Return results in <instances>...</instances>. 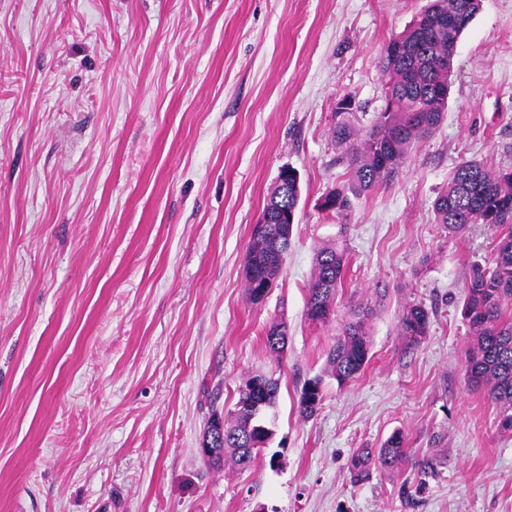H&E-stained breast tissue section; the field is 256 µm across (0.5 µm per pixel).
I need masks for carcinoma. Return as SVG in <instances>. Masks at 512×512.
Segmentation results:
<instances>
[{
    "label": "carcinoma",
    "instance_id": "cac0c4a2",
    "mask_svg": "<svg viewBox=\"0 0 512 512\" xmlns=\"http://www.w3.org/2000/svg\"><path fill=\"white\" fill-rule=\"evenodd\" d=\"M481 9V0H430L414 21L400 34L406 50L392 58L381 59V75L386 78L384 99L391 111L376 114L369 128L359 124L358 107L336 113L331 135L343 149L347 166L346 182L322 196L319 209L341 215L351 201L379 185H386L417 143L431 136L445 118L447 99L428 95L429 86L450 83L448 73L438 67L448 58V50L458 43L464 25L427 26L425 14L432 18L459 12L473 20ZM436 222L448 233L462 235L481 225L494 234V247L484 262L472 263L467 272L462 316L471 342L465 351L464 371L467 382L485 388L487 397L502 410L500 427L512 431V169L492 170L477 161L457 165L447 188L435 199ZM291 224H276L267 238L248 243L244 278L249 300L254 289L266 283L273 286L281 274L291 243ZM347 268L346 249L337 243L319 247L314 255V272L307 286L306 316L313 323L324 324L334 315V304ZM373 314L368 303L351 310V319L342 326L340 337L327 353V371L340 386L351 382L369 361L370 342L367 321ZM281 326L272 322L265 333V347L280 356L287 345L282 338L273 343ZM430 312L420 303L407 304L399 317L398 335L407 346H417L428 334ZM253 381L261 382L262 411L276 406L279 380L253 375L236 390V403L245 401ZM323 399V379L315 376L303 385L299 411L313 416ZM250 414L235 408L224 418V443L212 464H224V455L238 467L257 459L248 433ZM404 441L392 435L374 452L361 449L352 459V470L360 475L370 466L393 470L403 462Z\"/></svg>",
    "mask_w": 512,
    "mask_h": 512
}]
</instances>
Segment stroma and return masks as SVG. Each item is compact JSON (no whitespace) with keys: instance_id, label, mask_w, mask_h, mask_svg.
I'll return each mask as SVG.
<instances>
[{"instance_id":"obj_1","label":"stroma","mask_w":512,"mask_h":512,"mask_svg":"<svg viewBox=\"0 0 512 512\" xmlns=\"http://www.w3.org/2000/svg\"><path fill=\"white\" fill-rule=\"evenodd\" d=\"M427 3L0 0V512H512V432L463 367L465 275L493 236L448 234L432 209L457 164L512 168V0H483L445 119L398 175L343 215L317 207L347 178L337 100L370 126L385 47ZM284 167L291 248L255 304L244 257ZM336 240L343 292L313 324L314 254ZM367 300L370 360L340 387L326 355ZM409 302L431 312L412 350ZM280 318L278 359L264 332ZM256 373L280 381L277 458L213 467L207 422ZM396 432L404 462L354 480L352 455ZM430 312L420 303L407 304L399 317L398 334L410 348L417 346L428 334ZM323 399V379L321 376H315L303 385L299 411L305 418L313 416L321 405Z\"/></svg>"}]
</instances>
